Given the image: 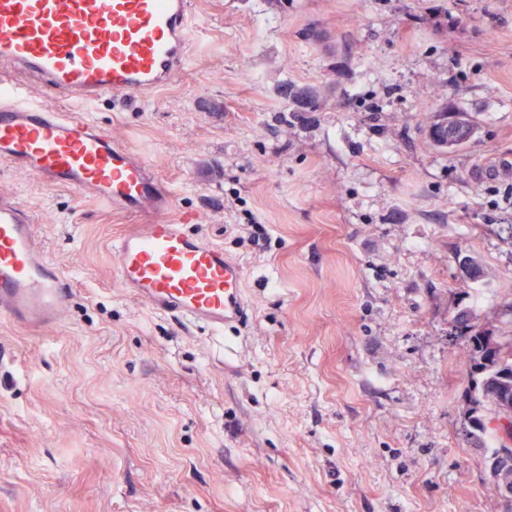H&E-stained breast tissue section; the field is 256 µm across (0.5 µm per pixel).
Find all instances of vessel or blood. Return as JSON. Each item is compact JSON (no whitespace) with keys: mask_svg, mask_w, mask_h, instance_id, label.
<instances>
[{"mask_svg":"<svg viewBox=\"0 0 512 512\" xmlns=\"http://www.w3.org/2000/svg\"><path fill=\"white\" fill-rule=\"evenodd\" d=\"M192 13V0H0V164L142 217L113 243L120 288L156 314L220 332L248 319L243 266L189 231L194 214H174L143 152L27 95L37 84L81 105L152 97L184 70ZM72 293L30 208L0 194V315L50 326Z\"/></svg>","mask_w":512,"mask_h":512,"instance_id":"obj_1","label":"vessel or blood"}]
</instances>
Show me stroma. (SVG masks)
I'll use <instances>...</instances> for the list:
<instances>
[{"label": "stroma", "instance_id": "35a3bbf8", "mask_svg": "<svg viewBox=\"0 0 512 512\" xmlns=\"http://www.w3.org/2000/svg\"><path fill=\"white\" fill-rule=\"evenodd\" d=\"M193 2L151 100L30 94L145 152L251 316L219 349L152 313L116 278L133 217L0 164L74 288L60 324L0 317V512H499L451 316L512 303V0ZM285 82L323 110L283 122ZM448 109L478 133L442 151Z\"/></svg>", "mask_w": 512, "mask_h": 512}]
</instances>
